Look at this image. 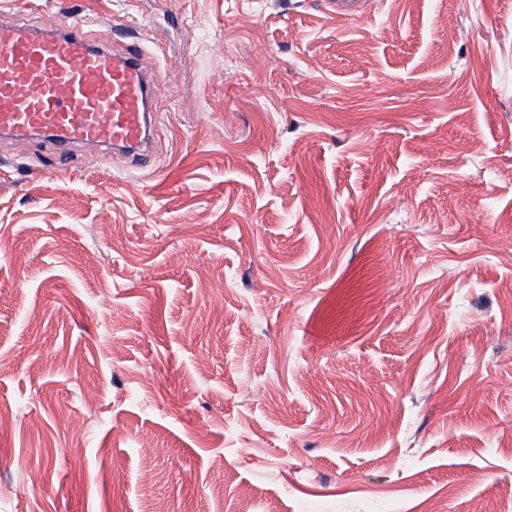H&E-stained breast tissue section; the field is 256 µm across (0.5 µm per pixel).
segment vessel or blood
Returning a JSON list of instances; mask_svg holds the SVG:
<instances>
[{"label": "vessel or blood", "instance_id": "b4317fda", "mask_svg": "<svg viewBox=\"0 0 512 512\" xmlns=\"http://www.w3.org/2000/svg\"><path fill=\"white\" fill-rule=\"evenodd\" d=\"M145 59L136 44L116 53L91 43L78 16L39 27L0 21V134L42 137L59 157L84 144L146 157L161 74Z\"/></svg>", "mask_w": 512, "mask_h": 512}]
</instances>
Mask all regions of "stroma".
<instances>
[{
	"label": "stroma",
	"mask_w": 512,
	"mask_h": 512,
	"mask_svg": "<svg viewBox=\"0 0 512 512\" xmlns=\"http://www.w3.org/2000/svg\"><path fill=\"white\" fill-rule=\"evenodd\" d=\"M42 2L157 150L0 139V512H497L512 0Z\"/></svg>",
	"instance_id": "stroma-1"
}]
</instances>
